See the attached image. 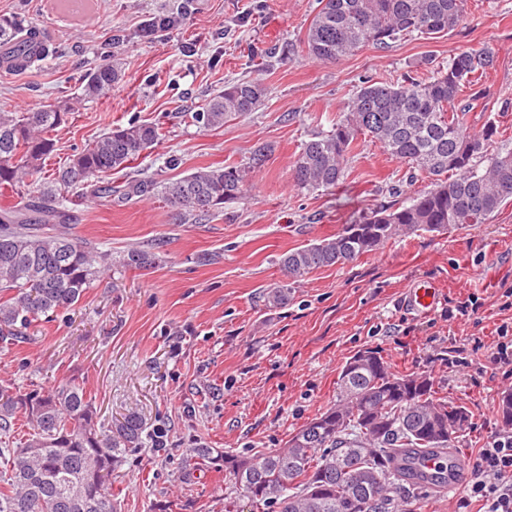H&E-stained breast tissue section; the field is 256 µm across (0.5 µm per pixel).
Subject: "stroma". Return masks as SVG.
<instances>
[{
	"label": "stroma",
	"mask_w": 512,
	"mask_h": 512,
	"mask_svg": "<svg viewBox=\"0 0 512 512\" xmlns=\"http://www.w3.org/2000/svg\"><path fill=\"white\" fill-rule=\"evenodd\" d=\"M88 2L89 13L73 16L55 0H0V15L24 18L57 50L25 71L0 70V108L70 105L53 134V168L112 125L162 122L164 140L137 170L174 180L201 167L239 166L247 171L244 197L209 220L184 223L157 195L74 200L68 233L116 259L133 249L158 259L141 269L116 263L75 307L0 347V380L43 391L73 379L102 419L136 411L147 430L164 433L166 447L142 449L113 476L117 512H224L223 464H188L190 448L281 446L334 402L340 368L368 346L398 372L430 373L440 395L468 405L473 427L453 461L472 470L479 448L508 434L496 403L512 388V364L494 363L493 354L501 338L512 341V201L487 223L392 239L315 270L285 306L266 305L264 293L285 279L284 252L431 187L380 144L360 140L339 188L294 185L291 166L303 143L331 130L362 81L426 79L459 49L492 48L486 95L466 121L476 129L497 122L499 144L512 148V0H466L463 28L408 36L387 49L365 46L336 62L305 51L317 0ZM174 11L177 26L142 36L145 20ZM106 59L119 65L121 81L107 98L77 101V78ZM237 80L263 84L258 110L216 130L193 124L191 113ZM264 144L269 150L253 166ZM419 280L439 290L426 315L404 304ZM468 299L475 309L458 313Z\"/></svg>",
	"instance_id": "1"
}]
</instances>
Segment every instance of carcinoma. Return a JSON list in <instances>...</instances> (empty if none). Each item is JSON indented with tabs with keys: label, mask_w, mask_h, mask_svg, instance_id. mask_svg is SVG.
<instances>
[{
	"label": "carcinoma",
	"mask_w": 512,
	"mask_h": 512,
	"mask_svg": "<svg viewBox=\"0 0 512 512\" xmlns=\"http://www.w3.org/2000/svg\"><path fill=\"white\" fill-rule=\"evenodd\" d=\"M463 0H319L307 28V55L335 62L371 45L385 49L403 35L430 36L465 26ZM33 27L18 16H0V50L28 67L53 55L43 40L22 38ZM494 65L489 48H463L428 79L364 81L326 135L306 141L292 165L295 185L335 189L343 180L352 145L363 136L391 156L432 177V188L364 214L340 233L289 250L280 258L288 282L270 289L265 302H288L293 285L322 267L341 265L377 250L395 237L420 231L446 234L486 223L512 200V148L497 143L498 125L479 131L466 123L472 90ZM121 77L108 61L80 79L77 99L107 97ZM266 88L256 80L229 82L191 119L220 128L262 105ZM461 102L458 109L451 106ZM69 106L31 112L0 109V193L20 201L0 210V344L21 342L28 327L75 306L85 291L112 271V253L65 232H46L70 220L69 198L119 194L123 200L158 195L177 213L202 221L243 197L245 171L205 167L174 181L133 177L117 189L102 176L131 168L163 139L160 123L135 119L116 124L53 173L52 132ZM155 254L131 250L124 267L145 268ZM500 423L512 427V389L500 393ZM27 437L7 449L8 476L0 486V512H115L112 475L147 446L159 448L162 433H144L129 412L98 420L84 386L69 380L47 391H24L0 381V433L15 423ZM463 404L438 396L431 375L395 371L377 347L354 353L341 367L336 401L288 435L283 446L222 452L193 448L200 460L224 462V475L256 512H416L448 486L446 476L417 469L426 454L446 455L471 429Z\"/></svg>",
	"instance_id": "cac0c4a2"
}]
</instances>
